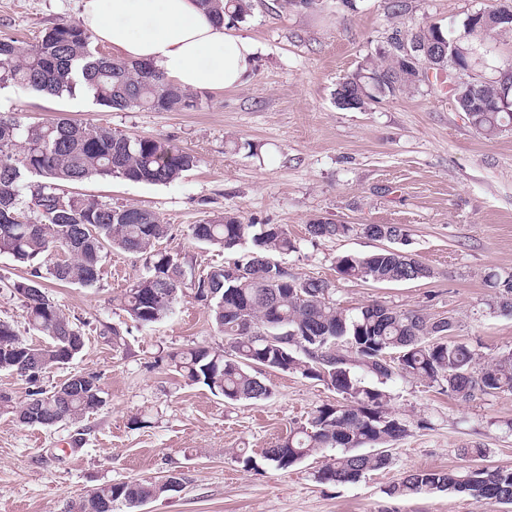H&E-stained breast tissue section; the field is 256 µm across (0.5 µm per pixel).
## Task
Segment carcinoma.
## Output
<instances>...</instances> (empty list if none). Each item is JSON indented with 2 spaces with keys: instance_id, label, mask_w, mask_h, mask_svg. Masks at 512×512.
I'll use <instances>...</instances> for the list:
<instances>
[{
  "instance_id": "1",
  "label": "carcinoma",
  "mask_w": 512,
  "mask_h": 512,
  "mask_svg": "<svg viewBox=\"0 0 512 512\" xmlns=\"http://www.w3.org/2000/svg\"><path fill=\"white\" fill-rule=\"evenodd\" d=\"M217 24L224 17L242 19L250 0H199ZM512 0L485 13L477 22L463 23L466 37L452 35V25L439 23L396 29L378 58L343 79L336 88L337 104L347 110L365 108L379 97L409 92L433 71L435 80L465 71L473 63V42L512 33ZM417 45L413 58L401 53L403 43ZM448 55L437 56L439 44ZM0 82H11L36 93L61 96L83 86L101 105L116 111L147 108L158 112L197 107L188 89L165 79L150 65L106 56L92 47L91 34L76 22H60L44 30L35 44L23 48L0 36ZM485 101L512 98V63L488 82L459 87L460 109L474 104L472 88ZM471 124L487 136L512 126V111L477 109ZM193 154L161 138L132 137L109 127H89L68 118L23 122L0 113V254L30 267V277L5 284L27 310L32 330L47 338L29 344L15 328L0 321V370L14 372L33 365L37 374L66 365L83 349L70 340L81 327L67 317L44 291L42 280L95 286L107 248L146 255V273L129 285L117 301L141 325L162 321L186 293L202 303L226 346H195L169 355L170 367L194 384L230 402L260 401L270 395L263 371L298 373L331 386L340 401L316 407L308 424L291 431L263 460L286 470L312 453L335 448L317 471L323 484L354 483L390 463L386 445L408 433L407 421L389 406L383 388L396 374L437 386L469 402L499 391H512V350L490 362L481 361L470 345L451 340L454 323L432 319L417 310H395L371 303L352 312L339 307L330 282L288 273L277 254L296 251V243L279 224H245L224 213L191 227L192 237L229 253L246 239L253 249L196 279L195 267L180 254L156 249L169 226L154 212L137 206H112L66 190L91 179L122 178L147 184H170L196 166ZM76 225L92 231L72 233ZM391 238L387 247L364 256L336 259L344 279L386 284L428 279L431 269L403 249L407 230L383 225ZM369 230L365 224H308L311 239H339ZM496 306L512 311V279L496 280ZM24 400L0 394V412L11 413L23 425L51 427L59 415L78 422L105 404L100 377L73 374L50 390L28 378ZM373 447L377 453H359ZM426 490L450 491L476 503L512 504V468L473 467L463 471L416 469L389 489L406 496ZM173 488L161 481H129L103 486L73 501L67 512H114L117 504L137 510Z\"/></svg>"
}]
</instances>
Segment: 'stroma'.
Wrapping results in <instances>:
<instances>
[{"instance_id":"stroma-1","label":"stroma","mask_w":512,"mask_h":512,"mask_svg":"<svg viewBox=\"0 0 512 512\" xmlns=\"http://www.w3.org/2000/svg\"><path fill=\"white\" fill-rule=\"evenodd\" d=\"M84 0H0V34L23 45L62 21L81 22ZM500 0H252L235 30L263 47L251 81L221 91L198 90L188 112L115 111L83 90L49 96L0 84V112L26 121L59 116L134 137H160L195 155L198 165L167 185L88 181L76 192L155 212L170 227L159 242L196 270L219 267L227 253L197 243L192 225L217 213L247 224H279L297 249L280 256L289 273L333 282L341 307L378 302L453 318L451 338L469 342L484 360L512 350V314L495 305L487 275L512 277V129L489 138L437 82L386 96L363 110L341 109L338 84L387 44L393 28L424 21L452 24L496 8ZM474 71L493 78L512 60V35L478 45ZM400 224L408 249L431 267V279L385 284L350 281L336 258L362 255L377 243L361 235L310 239L306 226ZM146 271L145 257L106 250L95 287L46 281L48 295L81 325L85 345L70 363L40 377L51 388L76 373L99 375L106 403L76 424L26 426L0 413V512H66L68 501L99 487L159 481L174 474L179 491L140 512H512V504H478L448 491L404 497L387 490L416 469L469 466L465 448L480 446L486 466L512 467V391L464 403L405 376L386 384L390 405L409 432L391 443L386 469L360 481H316L329 450L282 471L261 460L316 407L335 403L326 384L297 373L270 372L269 398L227 402L169 366L171 353L219 347L223 335L208 310L185 296L161 322L142 326L118 295ZM117 328L122 345L112 343ZM257 468L244 466V457Z\"/></svg>"}]
</instances>
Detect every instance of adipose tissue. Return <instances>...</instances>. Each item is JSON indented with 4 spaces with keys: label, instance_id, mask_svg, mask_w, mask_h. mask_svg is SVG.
<instances>
[{
    "label": "adipose tissue",
    "instance_id": "ef3b65f1",
    "mask_svg": "<svg viewBox=\"0 0 512 512\" xmlns=\"http://www.w3.org/2000/svg\"><path fill=\"white\" fill-rule=\"evenodd\" d=\"M82 20L120 57L149 63L187 89L244 84L262 51L254 38L215 25L198 0H85Z\"/></svg>",
    "mask_w": 512,
    "mask_h": 512
}]
</instances>
